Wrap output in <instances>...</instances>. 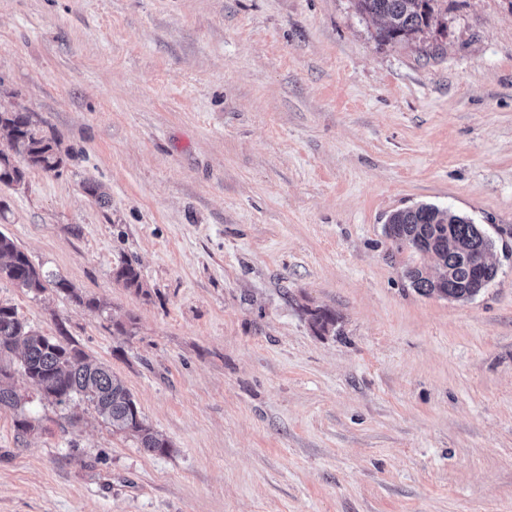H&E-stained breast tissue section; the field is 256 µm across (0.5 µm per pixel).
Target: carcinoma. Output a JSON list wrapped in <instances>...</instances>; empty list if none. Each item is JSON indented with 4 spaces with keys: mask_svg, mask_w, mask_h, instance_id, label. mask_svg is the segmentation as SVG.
I'll return each mask as SVG.
<instances>
[{
    "mask_svg": "<svg viewBox=\"0 0 512 512\" xmlns=\"http://www.w3.org/2000/svg\"><path fill=\"white\" fill-rule=\"evenodd\" d=\"M437 2L356 0V6L360 14L381 20L379 37L392 42L410 40L429 28ZM0 128L8 131L10 140V151L0 150V183H21L28 167L52 171L62 164L58 148L34 132L28 113L0 112ZM383 232L396 250L409 249L435 259L434 275L418 266L405 273L422 295L468 301L497 276L496 263L488 260L478 266L474 262L478 255L491 256L493 240L470 218L449 209L422 203L397 210L387 217ZM114 276L124 287L142 291L140 273L133 264L118 265ZM0 278L35 293L50 281V275L36 268L4 234H0ZM16 371L58 406L86 399L113 430L132 434L144 452L173 451L170 442L145 421L129 390L109 368L88 361L82 350L56 336L33 331L14 307L0 304V409L20 407L21 397L12 382Z\"/></svg>",
    "mask_w": 512,
    "mask_h": 512,
    "instance_id": "cac0c4a2",
    "label": "carcinoma"
}]
</instances>
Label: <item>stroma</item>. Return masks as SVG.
Returning <instances> with one entry per match:
<instances>
[{"instance_id":"obj_1","label":"stroma","mask_w":512,"mask_h":512,"mask_svg":"<svg viewBox=\"0 0 512 512\" xmlns=\"http://www.w3.org/2000/svg\"><path fill=\"white\" fill-rule=\"evenodd\" d=\"M436 13L384 42L355 0H0V111L63 159L0 184V233L74 288L0 302L173 446L16 379L0 512H512V0ZM420 203L495 241L472 300L405 278L435 262L383 224Z\"/></svg>"}]
</instances>
